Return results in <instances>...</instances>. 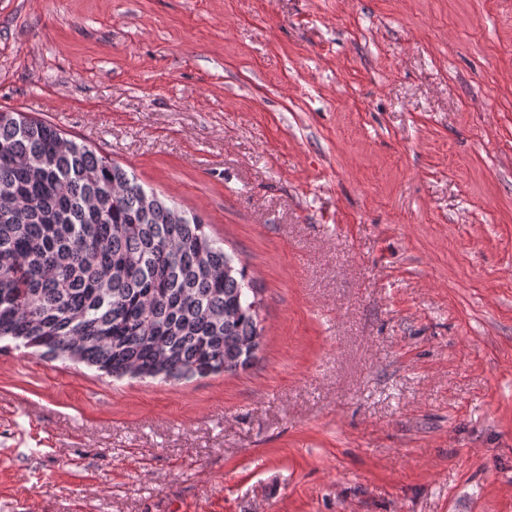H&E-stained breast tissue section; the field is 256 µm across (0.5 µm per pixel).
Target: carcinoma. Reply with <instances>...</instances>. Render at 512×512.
<instances>
[{"instance_id": "carcinoma-1", "label": "carcinoma", "mask_w": 512, "mask_h": 512, "mask_svg": "<svg viewBox=\"0 0 512 512\" xmlns=\"http://www.w3.org/2000/svg\"><path fill=\"white\" fill-rule=\"evenodd\" d=\"M254 294L198 216L0 111V340L115 376L232 373L261 345Z\"/></svg>"}]
</instances>
